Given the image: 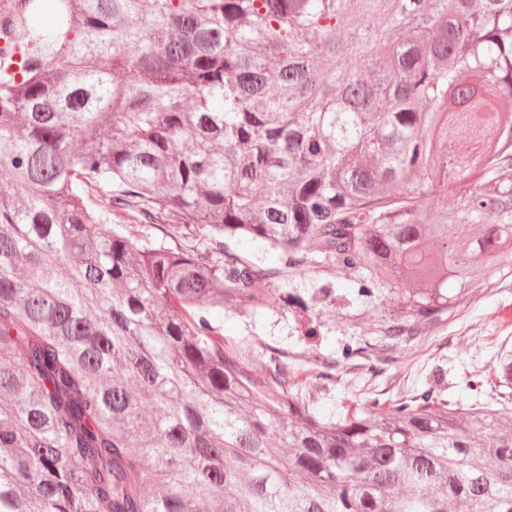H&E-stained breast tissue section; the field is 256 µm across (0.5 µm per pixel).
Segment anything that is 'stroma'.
I'll list each match as a JSON object with an SVG mask.
<instances>
[{
    "label": "stroma",
    "instance_id": "obj_1",
    "mask_svg": "<svg viewBox=\"0 0 512 512\" xmlns=\"http://www.w3.org/2000/svg\"><path fill=\"white\" fill-rule=\"evenodd\" d=\"M126 224L132 239L165 242L174 249L211 250L209 240L167 224ZM225 252L272 271L271 287L290 296L288 304L242 315L234 308L210 317L219 338L236 345L246 361L269 366L284 363L299 396L325 416H334L371 401L393 404L401 396L427 393L469 405L486 403L489 369L512 337L498 311L512 307V288L499 293L492 285L475 283L471 302L445 316L433 330L413 337L375 363L365 354L381 328L396 319L400 303L387 291L367 294L360 276L324 264H311L305 274L289 268L281 253L267 243L246 238L224 242Z\"/></svg>",
    "mask_w": 512,
    "mask_h": 512
}]
</instances>
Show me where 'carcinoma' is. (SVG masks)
Instances as JSON below:
<instances>
[{"label": "carcinoma", "instance_id": "cac0c4a2", "mask_svg": "<svg viewBox=\"0 0 512 512\" xmlns=\"http://www.w3.org/2000/svg\"><path fill=\"white\" fill-rule=\"evenodd\" d=\"M49 2L0 75V512H512L511 416L326 418L213 338L270 273L112 222L392 289L381 360L512 275V0ZM128 217L124 214L114 216L117 224H126L127 233L133 240L151 239L161 242L162 240L173 249H190L205 253L211 250L212 244L207 239L190 230L182 228H172L171 224H129ZM171 233V234H170Z\"/></svg>", "mask_w": 512, "mask_h": 512}]
</instances>
